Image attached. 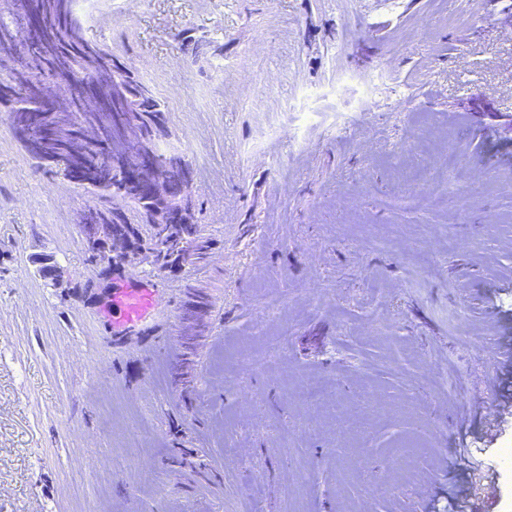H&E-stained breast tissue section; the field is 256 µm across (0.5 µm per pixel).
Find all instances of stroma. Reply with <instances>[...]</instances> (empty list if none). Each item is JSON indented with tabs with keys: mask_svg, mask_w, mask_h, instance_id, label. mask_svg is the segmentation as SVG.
<instances>
[{
	"mask_svg": "<svg viewBox=\"0 0 512 512\" xmlns=\"http://www.w3.org/2000/svg\"><path fill=\"white\" fill-rule=\"evenodd\" d=\"M76 7L163 101L214 245L113 341L89 195L0 112V512H438L491 477L512 512V415L486 426L512 387V0Z\"/></svg>",
	"mask_w": 512,
	"mask_h": 512,
	"instance_id": "1",
	"label": "stroma"
}]
</instances>
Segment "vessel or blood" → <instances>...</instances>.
Returning a JSON list of instances; mask_svg holds the SVG:
<instances>
[{
	"mask_svg": "<svg viewBox=\"0 0 512 512\" xmlns=\"http://www.w3.org/2000/svg\"><path fill=\"white\" fill-rule=\"evenodd\" d=\"M168 290L163 280L141 281L130 275L112 291V335L131 336L165 315Z\"/></svg>",
	"mask_w": 512,
	"mask_h": 512,
	"instance_id": "b4317fda",
	"label": "vessel or blood"
}]
</instances>
